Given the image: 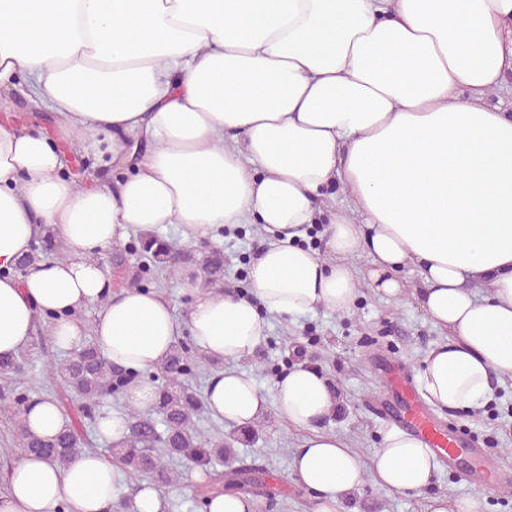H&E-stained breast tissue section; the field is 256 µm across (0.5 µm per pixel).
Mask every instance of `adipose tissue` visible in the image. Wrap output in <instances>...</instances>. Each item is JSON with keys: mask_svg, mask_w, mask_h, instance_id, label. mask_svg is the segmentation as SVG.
<instances>
[{"mask_svg": "<svg viewBox=\"0 0 512 512\" xmlns=\"http://www.w3.org/2000/svg\"><path fill=\"white\" fill-rule=\"evenodd\" d=\"M21 75L59 136L0 116V356L29 343L42 313L56 345L79 348L76 316L97 306L95 339L139 373L126 402L147 412L149 372L190 336L227 363L206 390L213 416L248 426L271 406L308 431L292 470L315 512H336L363 477L319 428L326 381L301 366L266 393L231 363L255 353L267 315L350 312L349 257L368 252L369 283L391 298L406 291L400 270L418 268L420 306L450 334L422 360L429 406L478 407L492 377H512V113L489 101L512 77V0H0V89ZM71 141L121 179L66 178ZM334 187L348 206L322 227L320 251L304 240ZM40 224L65 259L10 276ZM165 224L188 242L261 225L253 298L194 287L181 315L156 292L112 291L101 252ZM480 281L489 296L472 291ZM437 469L431 448L395 428L372 476L418 494ZM124 481L99 453L63 466L24 453L0 512H113Z\"/></svg>", "mask_w": 512, "mask_h": 512, "instance_id": "adipose-tissue-1", "label": "adipose tissue"}]
</instances>
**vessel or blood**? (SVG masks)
Wrapping results in <instances>:
<instances>
[{
    "instance_id": "b4317fda",
    "label": "vessel or blood",
    "mask_w": 512,
    "mask_h": 512,
    "mask_svg": "<svg viewBox=\"0 0 512 512\" xmlns=\"http://www.w3.org/2000/svg\"><path fill=\"white\" fill-rule=\"evenodd\" d=\"M389 385L386 408L396 424L423 440L466 484L490 487L499 481L498 463L472 433L437 424L422 407L411 383L402 373L392 374Z\"/></svg>"
}]
</instances>
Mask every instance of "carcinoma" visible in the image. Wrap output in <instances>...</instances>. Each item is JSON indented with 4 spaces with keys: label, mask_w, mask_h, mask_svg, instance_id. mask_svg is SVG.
<instances>
[{
    "label": "carcinoma",
    "mask_w": 512,
    "mask_h": 512,
    "mask_svg": "<svg viewBox=\"0 0 512 512\" xmlns=\"http://www.w3.org/2000/svg\"><path fill=\"white\" fill-rule=\"evenodd\" d=\"M56 237L54 228L40 226L30 254L12 271L0 270V275L23 277L50 254L64 258ZM113 265L118 269L117 285L121 287L136 288L144 272L159 268L173 278L188 279L192 285L214 290L223 288V252L213 249L200 259L195 258L191 250L174 253L165 241L150 232L141 233L132 256L115 254ZM209 364L211 360L199 354L193 344L177 343L155 375L160 383L154 409L148 413L134 408L128 410L129 435L120 442L109 443L113 459L129 479L130 493L121 497L120 502L123 512L133 507V491L138 482L147 479L160 489L179 481V475L168 469L169 458L209 470V478L198 486L195 497V507L200 512H207L211 498L226 493L248 496L262 510L273 505L275 492L266 484L264 463L240 458L233 448V443L243 439L255 440L259 429L249 428L230 443L224 440V434H207L195 425L194 418L203 411L205 403L186 381ZM27 372L24 357L0 356V379L3 380L0 412L9 414L13 421L16 447L59 465L66 464L80 445L89 443L87 428H96L103 401L121 396L139 378L134 372L112 365L93 343L68 356L48 359L43 380L78 397L80 415L55 436L39 437L25 424L26 411L34 401V392L27 386ZM215 464L223 466V470L213 469Z\"/></svg>",
    "instance_id": "1"
}]
</instances>
